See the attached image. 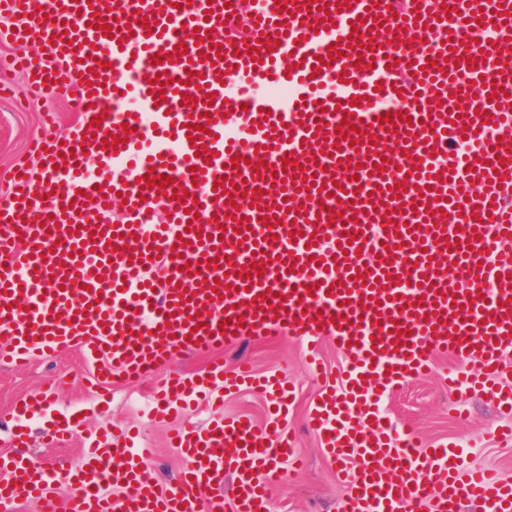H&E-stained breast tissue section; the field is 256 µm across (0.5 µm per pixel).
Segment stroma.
<instances>
[{
  "mask_svg": "<svg viewBox=\"0 0 512 512\" xmlns=\"http://www.w3.org/2000/svg\"><path fill=\"white\" fill-rule=\"evenodd\" d=\"M74 104L49 94L27 100L0 99V180L19 163L34 165L28 151L31 140L44 136L40 115L45 111L57 114L59 129H66L75 119ZM323 375L308 372L302 348L296 341L275 333L252 336L233 345L197 353L177 355L174 366L188 375H201L213 362L232 367L248 360L257 373L277 372L292 379L297 397L284 423L296 431L299 451L305 460L302 471H285L281 482L270 494V512H336L344 496L348 478L326 457L319 440L306 427L307 409L324 383L340 381L344 362L332 342L318 345ZM452 362L437 358L428 377L414 379L383 399V408L396 430H412L426 441L447 440L462 445L472 465L496 469L512 481V445H505L497 436L502 422L489 395H481L463 409H453L441 380ZM92 367L82 354L66 350L53 358L28 367L14 369L0 361V453L12 452L13 407L21 398L45 382L57 383L56 398L49 414L27 421V440L23 454L47 467L65 472L77 463L88 436L103 433L110 426L134 425L153 450L152 472L161 485H168L183 465L178 449L169 446L167 436L175 428L205 426L210 415L206 409L188 406L184 413L168 418L148 417L146 403L156 379L163 370H155L137 385L112 383L96 389L88 376ZM77 412L75 432L63 443L53 444L47 438L49 416L58 412Z\"/></svg>",
  "mask_w": 512,
  "mask_h": 512,
  "instance_id": "35a3bbf8",
  "label": "stroma"
}]
</instances>
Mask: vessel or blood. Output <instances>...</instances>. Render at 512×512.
Wrapping results in <instances>:
<instances>
[{"instance_id": "b4317fda", "label": "vessel or blood", "mask_w": 512, "mask_h": 512, "mask_svg": "<svg viewBox=\"0 0 512 512\" xmlns=\"http://www.w3.org/2000/svg\"><path fill=\"white\" fill-rule=\"evenodd\" d=\"M242 13L248 34L228 37ZM0 42L16 47L0 72L78 113L0 191L1 359L75 348L101 387L271 331L316 370L325 338L344 378L307 425L355 470L338 512H512L511 482L398 434L380 409L442 354L467 365L444 378L455 404L490 394L512 441V0H0ZM245 389L266 395V428L219 415L177 430L167 487L119 430L64 496L55 474L1 458L0 506L268 512L282 463L299 461L285 377L245 361L171 369L154 412ZM46 408L38 390L13 414Z\"/></svg>"}]
</instances>
